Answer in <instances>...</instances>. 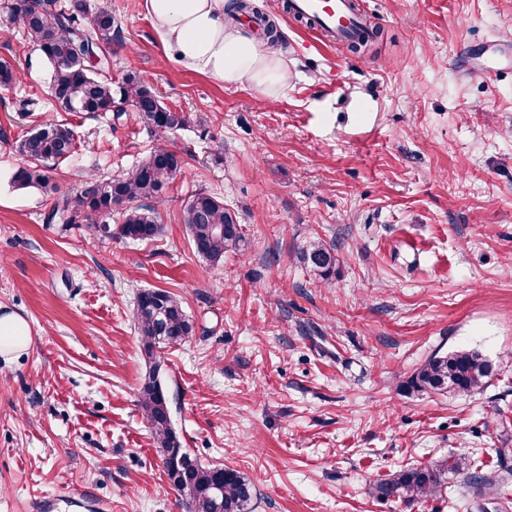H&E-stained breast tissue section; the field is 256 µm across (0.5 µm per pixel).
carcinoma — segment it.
Instances as JSON below:
<instances>
[{"label": "carcinoma", "instance_id": "obj_1", "mask_svg": "<svg viewBox=\"0 0 512 512\" xmlns=\"http://www.w3.org/2000/svg\"><path fill=\"white\" fill-rule=\"evenodd\" d=\"M16 20L51 64L53 111L96 114L110 112L125 102L161 135L204 122L196 113L165 107L149 87L137 80L118 86L112 83L102 62L107 49L119 38L118 22L111 12L99 10L91 14L86 0H69L67 4L61 0H17L5 22ZM19 151L28 158V163L13 173L16 187L54 192L50 163L63 161L74 152L73 131L61 121L45 120L20 142ZM180 167L179 155L161 143L131 172L121 177L94 179L73 201L60 197L48 220L70 224L78 219L107 236L151 239L162 231L155 208H126L122 223L114 229L107 222L111 204L145 199L161 202L164 189ZM183 223L195 251L214 263L243 240L238 213L224 207L223 199L204 192L196 193L188 202ZM297 258L324 279L330 278L336 269V256L320 241L308 242ZM134 320L149 359L159 348L185 342L193 331L180 301L158 288L139 293ZM492 374L493 365L481 352L457 350L431 357L406 381L405 387L411 392L470 395L481 389L484 379ZM141 407L161 453L165 473L185 498L189 512H249L254 491L244 475L222 466H203L176 443L168 398L153 372L142 386ZM450 474H463L467 483L489 491L495 487L496 479L471 472L466 459L452 456L381 479L375 484V493L411 504L441 493Z\"/></svg>", "mask_w": 512, "mask_h": 512}]
</instances>
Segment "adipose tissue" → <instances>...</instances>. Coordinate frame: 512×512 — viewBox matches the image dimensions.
I'll list each match as a JSON object with an SVG mask.
<instances>
[{"instance_id":"obj_1","label":"adipose tissue","mask_w":512,"mask_h":512,"mask_svg":"<svg viewBox=\"0 0 512 512\" xmlns=\"http://www.w3.org/2000/svg\"><path fill=\"white\" fill-rule=\"evenodd\" d=\"M229 0H144L164 48L185 68L235 85L251 83L263 97L288 81L278 46L249 34L227 15Z\"/></svg>"}]
</instances>
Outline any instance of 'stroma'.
<instances>
[{
    "instance_id": "obj_1",
    "label": "stroma",
    "mask_w": 512,
    "mask_h": 512,
    "mask_svg": "<svg viewBox=\"0 0 512 512\" xmlns=\"http://www.w3.org/2000/svg\"><path fill=\"white\" fill-rule=\"evenodd\" d=\"M117 18L113 82H145L203 125L159 137L133 111L66 112L76 149L60 191L19 189L20 140L44 120L51 66L19 25L0 26V312L31 345L0 358V512H186L142 414L149 370L133 320L139 292L166 290L193 324L157 352L171 424L204 465L253 483L252 512H472L490 506L463 478L414 504L376 481L457 456L500 476L512 501V65L487 79L467 52L512 36V0H357L381 35L368 52L257 0L276 24L288 86L263 102L179 65L143 0H87ZM46 107L21 115V100ZM183 165L158 207L162 233L117 240L47 223L58 194L121 176L159 142ZM221 197L245 243L212 263L183 222L190 196ZM322 238L323 280L295 257ZM422 241L415 253L406 238ZM476 349L483 391L451 397L403 384L435 352Z\"/></svg>"
}]
</instances>
